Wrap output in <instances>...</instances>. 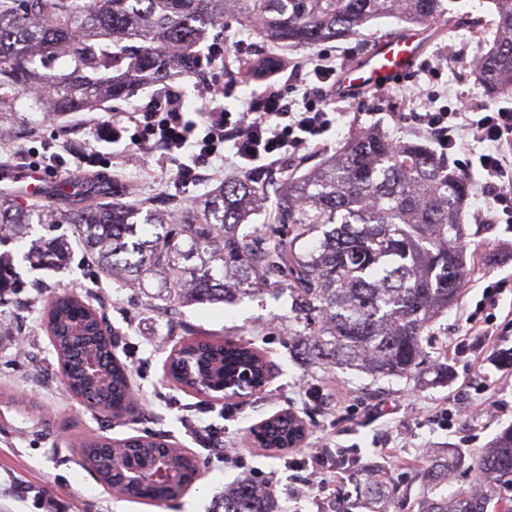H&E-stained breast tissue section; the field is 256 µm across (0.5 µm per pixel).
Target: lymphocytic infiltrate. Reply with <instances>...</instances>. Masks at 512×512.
<instances>
[{
    "mask_svg": "<svg viewBox=\"0 0 512 512\" xmlns=\"http://www.w3.org/2000/svg\"><path fill=\"white\" fill-rule=\"evenodd\" d=\"M266 60L267 68L246 70V77L262 83L263 89L237 112L224 107L219 82L207 78L198 88L199 117L188 118L181 92L166 84L153 92L149 107L113 120L100 136L112 144L125 139L134 146L153 143L167 159L189 155L191 164L182 170L188 178L194 175L193 164L223 157L228 144L237 171H249L261 162L275 164L313 145L332 127L337 69L325 55L300 63L272 53ZM304 75L309 81L302 101L290 100L287 84ZM420 120L424 132L435 135L441 152L456 148L465 136L489 143V150L476 160L482 190L491 201L495 223L512 224V161L505 154L506 147H512V109L461 101L452 108L426 110Z\"/></svg>",
    "mask_w": 512,
    "mask_h": 512,
    "instance_id": "obj_1",
    "label": "lymphocytic infiltrate"
}]
</instances>
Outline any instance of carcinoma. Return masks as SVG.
I'll return each mask as SVG.
<instances>
[{"mask_svg":"<svg viewBox=\"0 0 512 512\" xmlns=\"http://www.w3.org/2000/svg\"><path fill=\"white\" fill-rule=\"evenodd\" d=\"M492 27L498 39L476 65L491 97L512 95V0H493ZM238 15L250 26L261 16L269 41L312 44L358 31L369 21L400 16L429 26L448 14L447 0H0V123L15 120L17 101L30 89V107L44 111L89 110L103 99L127 97L136 80L168 81L176 65H197V48L207 27ZM94 190L87 203L59 210L36 202L22 205L0 194V244L25 238L33 224H71L88 258L114 280L141 288L155 282L174 289L173 302L233 303L260 290V283L288 290L305 315L297 336L303 360L381 377L420 379L433 372L448 379V364L422 366V342L435 319L463 294L462 240L469 181L448 160L414 141L380 133L355 134L337 154L303 174L281 181L273 222L249 224L265 197L250 177L221 185L202 209L179 218L147 200L112 201ZM68 258L64 240L39 238L25 259L57 267ZM277 280L270 281L271 277ZM42 322L68 391L93 394L99 413L133 403L129 367L100 310L74 295H56ZM94 352L101 375L93 376L83 356ZM269 381L270 369L253 343L180 344L169 365L184 391L222 386L244 370ZM304 437L303 422L285 412L261 422L254 432L263 448L289 449ZM147 469L162 460L180 475L174 487H133L112 470V454ZM84 465L120 496L173 501L194 483L198 458L160 433L112 439L91 436L81 446ZM456 463L438 457L425 468L431 484L448 481ZM481 480L477 493L448 502L426 497L419 512H512V428L473 460ZM392 489L378 474L338 486L332 512H388ZM213 512H275L274 493L245 477Z\"/></svg>","mask_w":512,"mask_h":512,"instance_id":"cac0c4a2","label":"carcinoma"}]
</instances>
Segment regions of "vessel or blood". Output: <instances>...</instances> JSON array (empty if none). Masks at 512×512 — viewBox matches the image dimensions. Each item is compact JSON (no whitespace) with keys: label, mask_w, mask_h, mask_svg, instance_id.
Listing matches in <instances>:
<instances>
[{"label":"vessel or blood","mask_w":512,"mask_h":512,"mask_svg":"<svg viewBox=\"0 0 512 512\" xmlns=\"http://www.w3.org/2000/svg\"><path fill=\"white\" fill-rule=\"evenodd\" d=\"M428 35L425 28L409 29L377 40L366 55L342 71L338 82L341 92H358L395 83L411 72L425 50ZM0 184L44 198L56 194L62 186L61 181L49 180L40 171L23 168L1 171Z\"/></svg>","instance_id":"obj_1"}]
</instances>
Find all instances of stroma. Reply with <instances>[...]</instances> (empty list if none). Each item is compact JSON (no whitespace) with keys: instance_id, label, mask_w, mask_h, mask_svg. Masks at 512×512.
Wrapping results in <instances>:
<instances>
[{"instance_id":"obj_1","label":"stroma","mask_w":512,"mask_h":512,"mask_svg":"<svg viewBox=\"0 0 512 512\" xmlns=\"http://www.w3.org/2000/svg\"><path fill=\"white\" fill-rule=\"evenodd\" d=\"M489 0H451L448 25L438 26L413 72L381 90H366L337 98L336 125L298 157L277 165L252 169V176L275 188L293 160L307 163L333 155L352 130L383 131L395 139L415 136V114L423 96L437 105H452L459 96L484 102L472 62L489 49L492 34H468L470 19L490 18ZM405 21L383 17L368 23L359 34L309 46H281V53L304 61L327 55L337 68L351 65L378 38L406 30ZM218 41L224 45V67L219 74L223 102L230 111L259 89L238 68L247 58L270 52V42L245 27L240 18L225 15ZM151 87L131 97L117 98L94 112H72L51 120L30 110L27 99L17 103L23 123L0 136V169L35 161L45 144L75 141L97 150L94 165L76 168L66 161L56 176L68 190L52 197L66 210L80 206L88 180L121 190L134 188L138 197L159 207L176 209L198 203L219 178L238 173L231 162L211 160L197 168L196 177L179 176L175 161L160 163L152 144L111 145L100 141L97 130L145 106ZM469 236L463 249L464 292L449 307L423 344L427 362L448 354L447 382L420 384L409 378H372L370 375L327 364L304 362L294 353L290 331L298 319L288 292L268 290L232 304L171 305L156 288H129L101 276L92 265L71 225L57 232L73 241L67 265L43 268L23 261L20 244L8 242L21 282L18 289L0 296V512H45L54 500L58 512H210L239 478L273 481L278 512H329L340 483L334 463L317 473L302 465L300 449L273 452L252 446V427L286 409L306 422L308 442L326 444L328 453L343 451L356 467L386 472L399 494L390 512H417L425 495L452 498L459 490L480 487L471 461L490 448L497 435L512 426V368L481 364L478 356H452L454 344L465 339L466 316L474 311L486 285L505 288L496 311L501 333L499 351L512 350V233L505 225L488 223V201L479 190L478 175L470 180ZM73 292L102 310L117 336V356L131 371L139 409L132 417L115 421L87 411L64 389L60 365L40 321L50 298ZM254 342L273 367V377L249 400L210 402L176 388L164 374V362L179 343L194 339ZM456 399L459 412L452 426L440 423L438 404ZM192 420L209 427L211 435L238 456L223 460L205 450L184 426ZM161 432L179 447L197 455L202 475L179 499L171 502L120 497L104 489L81 463L76 450L85 437L102 434L115 439ZM451 451L458 459L451 479L432 486L422 478L429 457Z\"/></svg>"}]
</instances>
